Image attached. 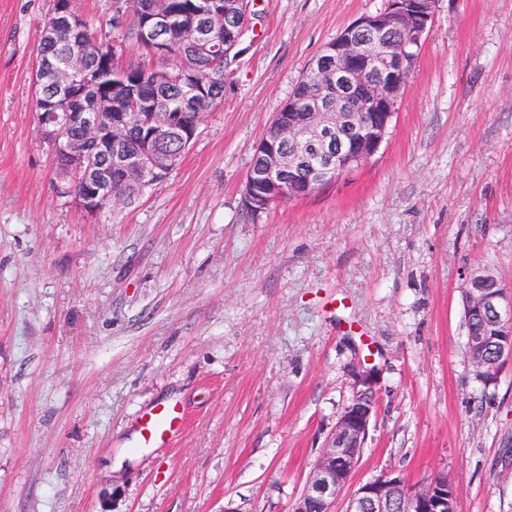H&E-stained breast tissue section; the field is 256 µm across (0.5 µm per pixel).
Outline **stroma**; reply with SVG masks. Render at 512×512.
Listing matches in <instances>:
<instances>
[{"label": "stroma", "instance_id": "stroma-1", "mask_svg": "<svg viewBox=\"0 0 512 512\" xmlns=\"http://www.w3.org/2000/svg\"><path fill=\"white\" fill-rule=\"evenodd\" d=\"M383 0H254L224 100L168 179L90 217L36 114L52 0H0V512H291L367 357L355 483L442 476L512 512V362L467 356L465 272L512 282V0H439L371 162L259 217L255 147L311 60ZM181 404L166 448L137 417Z\"/></svg>", "mask_w": 512, "mask_h": 512}]
</instances>
